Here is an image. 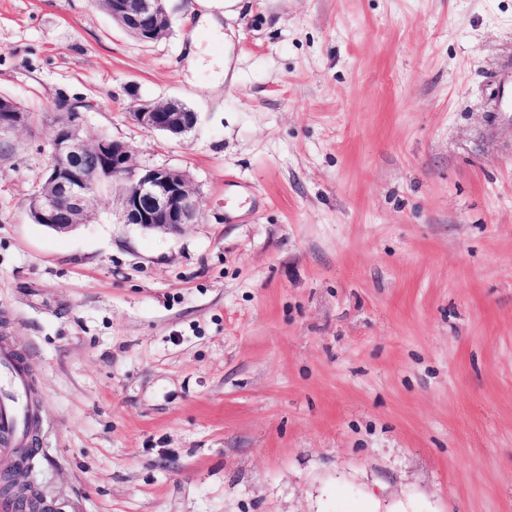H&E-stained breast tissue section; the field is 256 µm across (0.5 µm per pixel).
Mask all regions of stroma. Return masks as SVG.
<instances>
[{
	"instance_id": "stroma-1",
	"label": "stroma",
	"mask_w": 512,
	"mask_h": 512,
	"mask_svg": "<svg viewBox=\"0 0 512 512\" xmlns=\"http://www.w3.org/2000/svg\"><path fill=\"white\" fill-rule=\"evenodd\" d=\"M0 0V338L53 512H512V0ZM197 112L178 139L128 113ZM175 232L32 221L60 103ZM96 2L104 9L111 10L112 19L141 42L157 41L169 27L166 0H98ZM498 87L496 106L500 112H512V65L502 67L494 77ZM29 124V112H25L13 99L0 98V143Z\"/></svg>"
}]
</instances>
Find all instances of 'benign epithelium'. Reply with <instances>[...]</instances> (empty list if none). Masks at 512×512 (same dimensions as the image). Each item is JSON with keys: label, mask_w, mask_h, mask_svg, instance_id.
<instances>
[{"label": "benign epithelium", "mask_w": 512, "mask_h": 512, "mask_svg": "<svg viewBox=\"0 0 512 512\" xmlns=\"http://www.w3.org/2000/svg\"><path fill=\"white\" fill-rule=\"evenodd\" d=\"M112 11L127 33L144 43L158 40L169 27L166 0H98ZM135 123L169 136L190 132L198 122L195 112L182 111L177 102L139 100L129 112ZM29 124V113L13 99L0 98V143ZM59 163L36 187L29 203L33 220L57 232H68L90 222L96 215L99 189L109 183H121V223L145 229L174 232L198 217L195 191L188 176L168 168L136 171L130 148L108 138L94 141L82 135L79 115L64 112L57 122L51 148ZM28 471L21 456H15L7 468H0V482Z\"/></svg>", "instance_id": "7a95c632"}]
</instances>
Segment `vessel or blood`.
Wrapping results in <instances>:
<instances>
[{
    "mask_svg": "<svg viewBox=\"0 0 512 512\" xmlns=\"http://www.w3.org/2000/svg\"><path fill=\"white\" fill-rule=\"evenodd\" d=\"M494 81L498 88V110L512 112V65L502 67ZM25 388L26 377L14 350L8 344H0V437L22 448L35 443L23 425L25 418L31 414L24 400Z\"/></svg>",
    "mask_w": 512,
    "mask_h": 512,
    "instance_id": "b4317fda",
    "label": "vessel or blood"
}]
</instances>
